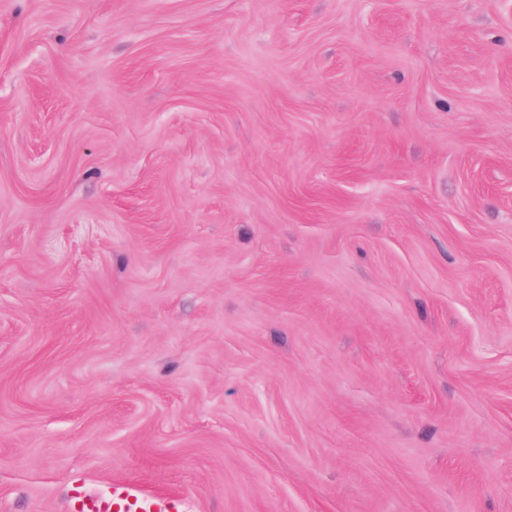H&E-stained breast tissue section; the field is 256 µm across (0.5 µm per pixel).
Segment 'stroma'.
Wrapping results in <instances>:
<instances>
[{
  "label": "stroma",
  "mask_w": 512,
  "mask_h": 512,
  "mask_svg": "<svg viewBox=\"0 0 512 512\" xmlns=\"http://www.w3.org/2000/svg\"><path fill=\"white\" fill-rule=\"evenodd\" d=\"M512 512V0H0V512ZM116 498H132L134 500L132 506H136L135 511L164 512L171 509L168 503L155 499L143 498L138 502V498L130 494L128 489H122L118 494L114 490L108 496L82 495L77 501L76 509L79 512H112Z\"/></svg>",
  "instance_id": "1"
}]
</instances>
